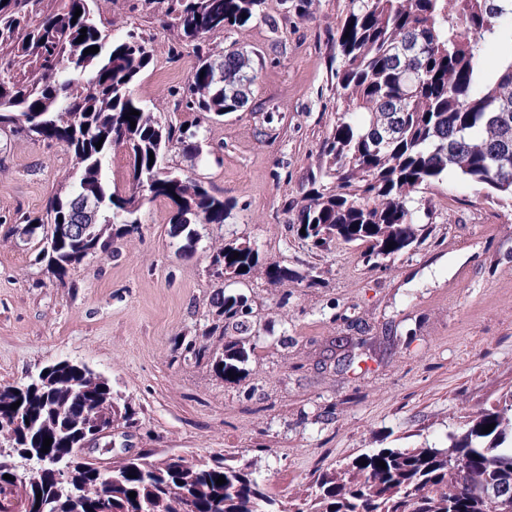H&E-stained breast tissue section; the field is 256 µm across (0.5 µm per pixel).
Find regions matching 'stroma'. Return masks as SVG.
Returning <instances> with one entry per match:
<instances>
[{
    "instance_id": "stroma-1",
    "label": "stroma",
    "mask_w": 512,
    "mask_h": 512,
    "mask_svg": "<svg viewBox=\"0 0 512 512\" xmlns=\"http://www.w3.org/2000/svg\"><path fill=\"white\" fill-rule=\"evenodd\" d=\"M347 5L266 0L264 18L207 37L213 52L234 44L254 53L258 77L242 111L202 130V158L180 146L167 154V166L234 204L225 223L197 225L191 257L170 233L167 204L155 201L118 257L87 259L56 280L18 218L43 210L71 156L54 141L0 133V221L15 230L0 242V384L64 359L107 378L136 425L113 422L95 462L126 452L222 456L249 465L282 512H295L319 473L343 471L369 448L447 446L448 431L512 396V200L444 177L414 195L421 243L378 266L352 246L312 254L288 228L336 118L331 68ZM99 9L152 44L134 93L174 111L196 65L176 29L137 0H100ZM233 240L256 244L265 261L316 266L323 281L274 285L258 275L244 286L262 335L245 378L229 384L172 349L207 325L219 287L210 249Z\"/></svg>"
}]
</instances>
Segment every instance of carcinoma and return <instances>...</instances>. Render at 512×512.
Returning a JSON list of instances; mask_svg holds the SVG:
<instances>
[{
    "label": "carcinoma",
    "mask_w": 512,
    "mask_h": 512,
    "mask_svg": "<svg viewBox=\"0 0 512 512\" xmlns=\"http://www.w3.org/2000/svg\"><path fill=\"white\" fill-rule=\"evenodd\" d=\"M96 2L0 4V131L57 141L73 158L68 184L48 197L43 211L20 216L25 233L40 236L35 260L59 280L90 257L117 256L118 241L141 234L146 201L168 203L171 234L185 236V249L198 241L193 225L222 224L234 209L203 181L163 165L172 144L202 153L201 124L186 128L134 95L152 47L133 31L111 33ZM154 3L164 5L166 23L196 50L185 108L207 121L243 109L256 79L251 59L232 45L214 59L202 43L209 33L248 25L265 0H144ZM497 42L512 44V0H349L336 30L333 79L341 108L323 142L326 166L312 176L305 204L289 221L305 230L298 237L311 252L356 245L368 262L406 252L421 237L412 193L449 174L488 197L512 199V55L489 66L488 47ZM92 46L99 52L84 54ZM114 149L122 154L123 191L107 176ZM86 200L98 207L96 223L71 234L67 228L80 221ZM258 272L274 284L312 286L319 279L313 265L301 273L278 261L263 263L255 245L228 242L213 250L209 264V276L223 283L210 300L211 324L200 336L177 338L173 351L185 361L210 363L227 383L241 381L259 335L252 299L224 282H248ZM215 335L224 339L220 348L211 342ZM134 415L106 378L68 360L36 381L1 385L0 431L39 456L43 439H52L47 456L71 471L70 481L61 482L0 463V512H20L23 501L29 512H177L176 495L192 512H280L255 471L223 457L197 464L135 456L113 468L104 500L80 494L102 477L94 463L73 458L74 449L94 426L120 416L131 427ZM491 423L493 430L482 432ZM447 439L445 448H370L347 464L356 474L350 481L320 474L299 512H512V503L505 508L489 494L512 485V428L503 426L502 411H485ZM452 459L462 469L459 479L448 472ZM221 475L226 483L218 485Z\"/></svg>",
    "instance_id": "carcinoma-1"
}]
</instances>
